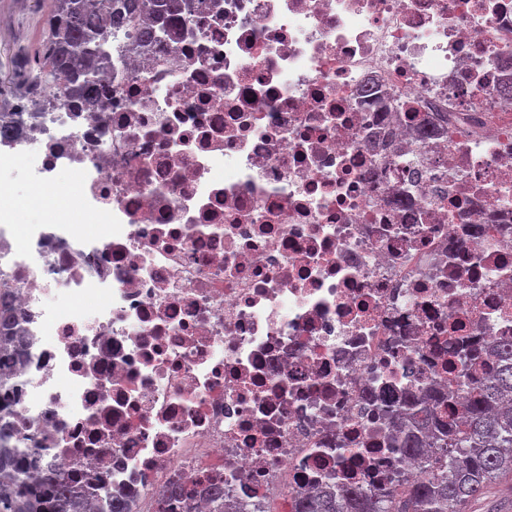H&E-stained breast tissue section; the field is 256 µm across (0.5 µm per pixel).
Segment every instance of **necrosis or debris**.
Instances as JSON below:
<instances>
[{"label": "necrosis or debris", "instance_id": "obj_1", "mask_svg": "<svg viewBox=\"0 0 512 512\" xmlns=\"http://www.w3.org/2000/svg\"><path fill=\"white\" fill-rule=\"evenodd\" d=\"M178 4L174 32L113 29L97 105L32 85L0 125L103 226L0 229V425L95 512L423 480L381 399L512 339V0Z\"/></svg>", "mask_w": 512, "mask_h": 512}]
</instances>
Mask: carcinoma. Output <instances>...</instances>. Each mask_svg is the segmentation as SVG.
<instances>
[{
    "instance_id": "1",
    "label": "carcinoma",
    "mask_w": 512,
    "mask_h": 512,
    "mask_svg": "<svg viewBox=\"0 0 512 512\" xmlns=\"http://www.w3.org/2000/svg\"><path fill=\"white\" fill-rule=\"evenodd\" d=\"M177 0H53L43 20L44 39L35 68L71 85L65 98L94 102L100 74L98 42L109 24L135 23L141 14L155 20L177 17ZM9 289L0 288V328L13 325ZM12 337L0 333V389L7 387ZM471 387L459 394L461 418L448 413L438 399L416 398L389 406L382 416L398 432L397 447L421 458L425 480L386 490L361 482L341 491L325 488L299 493L296 512H468L498 482L512 480V340H496L469 359ZM13 432L0 427V512H86L69 482L56 471L36 478L26 457L10 444ZM432 448L430 455L423 449ZM163 512H192L183 494L161 495Z\"/></svg>"
}]
</instances>
